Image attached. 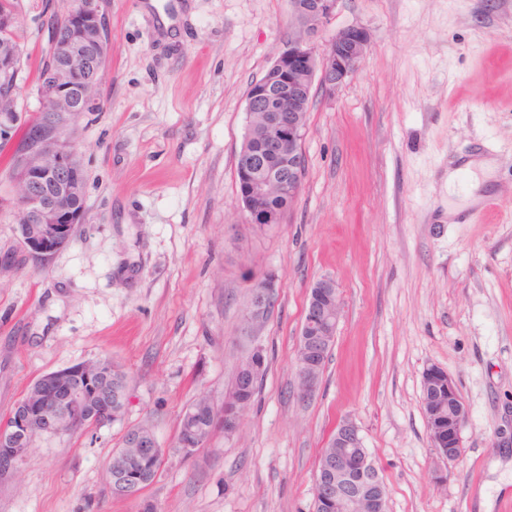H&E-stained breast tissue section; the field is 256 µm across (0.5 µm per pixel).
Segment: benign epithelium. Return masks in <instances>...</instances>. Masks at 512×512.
Masks as SVG:
<instances>
[{"mask_svg":"<svg viewBox=\"0 0 512 512\" xmlns=\"http://www.w3.org/2000/svg\"><path fill=\"white\" fill-rule=\"evenodd\" d=\"M337 0H291L295 17L305 30L299 33L276 57L264 76L246 94V137L237 155L236 184L241 210L249 224H280L284 210L271 211L265 201L272 188L295 197L299 195L304 167L301 144L307 128L313 82L331 92L351 76L366 56L370 39L366 30L351 26L337 30L318 53L314 37L328 24ZM71 37L59 38L55 26L48 25L49 59L40 91L41 128L31 135L27 149L18 162L14 205L25 220L19 233L21 246L36 257H48L68 244L76 225L82 223L84 210L77 200L85 193L82 169L68 141L55 136L68 116L85 112L95 104L88 87L102 74L98 53L103 51L105 24L92 0L67 17ZM0 72L12 77L11 91L18 88V70L14 55H0ZM27 122L24 112L0 114V143L12 144L17 129ZM259 137L266 155L275 157L279 166L270 173L258 168L257 154L250 148ZM279 289L273 275L264 274L249 295L244 315L246 337L252 341L247 356L262 353L256 342L257 331L271 317ZM341 315V300L333 279L321 277L310 288L304 324L297 345L295 369L300 396L309 398L320 383L319 358L334 344L336 325ZM82 371L49 373L39 378L42 401H19L9 416L0 421V479L11 476L26 458L32 442L30 426L46 421L50 430H72L71 414L84 411L94 420L105 407L103 394L97 406H86V386ZM445 381L448 387V424L426 417L428 438L437 457L455 462L463 453L462 429L467 410L455 381L439 366L428 367L423 386ZM364 448L357 426L349 420L338 422L327 440L314 475L316 501L336 506V512H387V493L378 471L367 458L359 457ZM157 440L137 431L128 432L124 447L108 461L112 496L138 499L128 479L126 466L132 459L162 460Z\"/></svg>","mask_w":512,"mask_h":512,"instance_id":"benign-epithelium-1","label":"benign epithelium"}]
</instances>
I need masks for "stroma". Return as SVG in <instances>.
Wrapping results in <instances>:
<instances>
[{"label": "stroma", "mask_w": 512, "mask_h": 512, "mask_svg": "<svg viewBox=\"0 0 512 512\" xmlns=\"http://www.w3.org/2000/svg\"><path fill=\"white\" fill-rule=\"evenodd\" d=\"M16 101L39 107L58 0H15ZM95 0L111 50L94 111L68 118L86 179L71 241L26 253L0 164V417L42 375L109 357L128 375L120 421L36 436L0 481V512H139L107 462L129 428L165 455L156 512H312L313 474L342 419L360 429L388 512H512V0H337L327 32L364 27L370 49L335 92L313 88L305 177L282 223H246L235 178L246 94L298 30L290 0ZM492 161L478 203L449 217L448 171ZM495 210H487L488 202ZM275 274L258 333L268 370L233 437L185 456L182 412L214 407L241 355L248 273ZM342 315L316 394L294 362L312 283ZM457 383L464 453L438 465L421 409L428 366Z\"/></svg>", "instance_id": "obj_1"}]
</instances>
